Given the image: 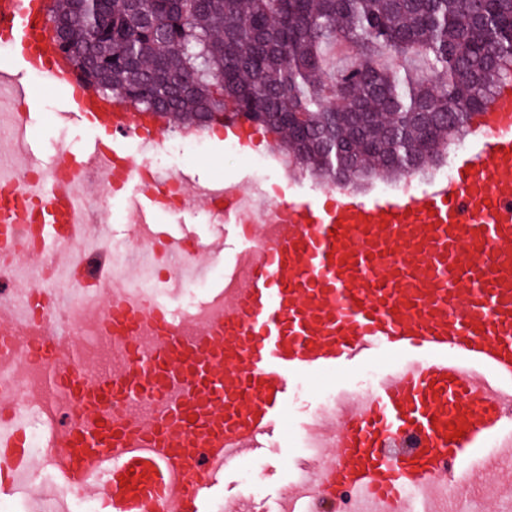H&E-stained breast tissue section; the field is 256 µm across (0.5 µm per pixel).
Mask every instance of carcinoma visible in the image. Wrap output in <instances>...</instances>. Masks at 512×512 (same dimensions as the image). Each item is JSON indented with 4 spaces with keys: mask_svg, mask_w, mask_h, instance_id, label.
Masks as SVG:
<instances>
[{
    "mask_svg": "<svg viewBox=\"0 0 512 512\" xmlns=\"http://www.w3.org/2000/svg\"><path fill=\"white\" fill-rule=\"evenodd\" d=\"M84 80L183 128L230 109L334 181L406 175L512 81V0H54Z\"/></svg>",
    "mask_w": 512,
    "mask_h": 512,
    "instance_id": "obj_1",
    "label": "carcinoma"
}]
</instances>
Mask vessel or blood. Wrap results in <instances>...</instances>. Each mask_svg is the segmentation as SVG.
I'll return each mask as SVG.
<instances>
[{
    "mask_svg": "<svg viewBox=\"0 0 512 512\" xmlns=\"http://www.w3.org/2000/svg\"><path fill=\"white\" fill-rule=\"evenodd\" d=\"M49 0H0V88L9 89L17 130L36 108L21 77L35 72L64 95L67 115L110 134L78 155L48 164L27 152L24 171L0 166V263L17 260L18 232L50 249L68 283L0 291V496L21 495L31 512H221L213 499L224 468L257 451L284 420L291 382L367 361L383 350L400 364L366 396H348L336 415L310 420L332 454L315 470L316 501L339 491L400 512L404 489L431 493L456 481L458 461L512 411V84L497 87L473 120L482 150L455 174L420 191L360 197L324 188L316 199L282 198L241 226L223 282L194 320L173 296L146 301L110 286L108 255L77 262L93 215L84 187L102 177L129 192L140 233L193 272L224 257L223 235L201 242L149 220L165 193L141 182L121 144L150 140L163 117L133 112L79 77L52 31ZM224 136L253 149L256 130L224 115ZM239 194L203 188L182 203L239 223ZM91 311L123 345L111 370H91L61 324L21 337L31 313L57 317L85 293ZM41 362L46 387L15 377ZM70 412L50 425L42 448L27 441L33 410Z\"/></svg>",
    "mask_w": 512,
    "mask_h": 512,
    "instance_id": "vessel-or-blood-1",
    "label": "vessel or blood"
}]
</instances>
